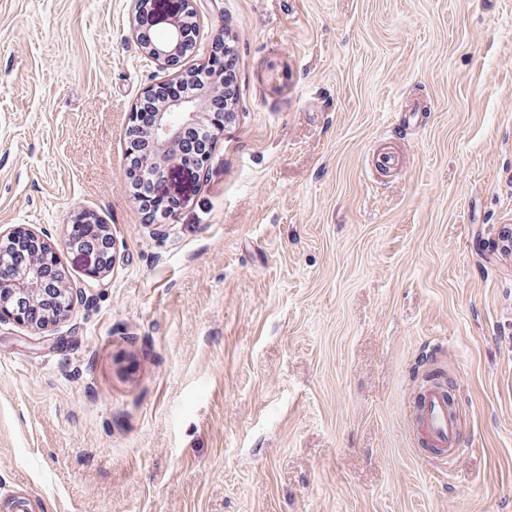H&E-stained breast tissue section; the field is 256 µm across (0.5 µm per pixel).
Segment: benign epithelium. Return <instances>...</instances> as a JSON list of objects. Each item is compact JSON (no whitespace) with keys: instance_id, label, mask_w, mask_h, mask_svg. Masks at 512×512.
I'll use <instances>...</instances> for the list:
<instances>
[{"instance_id":"obj_1","label":"benign epithelium","mask_w":512,"mask_h":512,"mask_svg":"<svg viewBox=\"0 0 512 512\" xmlns=\"http://www.w3.org/2000/svg\"><path fill=\"white\" fill-rule=\"evenodd\" d=\"M197 18L192 0H138L135 3L133 34L143 52L160 68L173 70V80H187L191 70L180 67L182 59L197 52V42L188 38L191 20ZM234 88L229 82L208 85L198 95L165 102L154 108L156 121L149 135V146L143 156V165L154 169L158 182H163L171 170V157L159 154L155 147L162 143H173L182 132L192 127L200 118V97L203 95L230 96ZM12 247L26 243L38 245L31 251L30 261L22 277L12 282L0 280V322L12 320L28 324L38 330H46L63 315L43 313L38 321L31 320L29 313L52 296L67 294L73 297L72 289L59 274L56 281L45 279L44 265L49 258H57L56 244L42 232L19 226L0 230V244ZM62 246L74 251L86 263L88 270L97 275L106 272L115 260V243L112 233L104 224L86 223L85 238L75 243L63 240Z\"/></svg>"}]
</instances>
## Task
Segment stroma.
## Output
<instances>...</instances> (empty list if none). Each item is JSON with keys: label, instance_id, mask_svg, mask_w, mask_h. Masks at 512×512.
Masks as SVG:
<instances>
[{"label": "stroma", "instance_id": "35a3bbf8", "mask_svg": "<svg viewBox=\"0 0 512 512\" xmlns=\"http://www.w3.org/2000/svg\"><path fill=\"white\" fill-rule=\"evenodd\" d=\"M233 118L144 220L167 74L134 0H0V227L107 225L77 296L0 323V512H512V0H193ZM441 372L463 453L425 459Z\"/></svg>", "mask_w": 512, "mask_h": 512}]
</instances>
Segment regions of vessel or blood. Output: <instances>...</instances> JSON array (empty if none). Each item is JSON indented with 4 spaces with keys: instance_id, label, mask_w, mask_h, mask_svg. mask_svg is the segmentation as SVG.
<instances>
[{
    "instance_id": "vessel-or-blood-1",
    "label": "vessel or blood",
    "mask_w": 512,
    "mask_h": 512,
    "mask_svg": "<svg viewBox=\"0 0 512 512\" xmlns=\"http://www.w3.org/2000/svg\"><path fill=\"white\" fill-rule=\"evenodd\" d=\"M419 443L441 457H449L462 446V422L456 405L449 403L446 387L431 379L421 387L412 409Z\"/></svg>"
}]
</instances>
